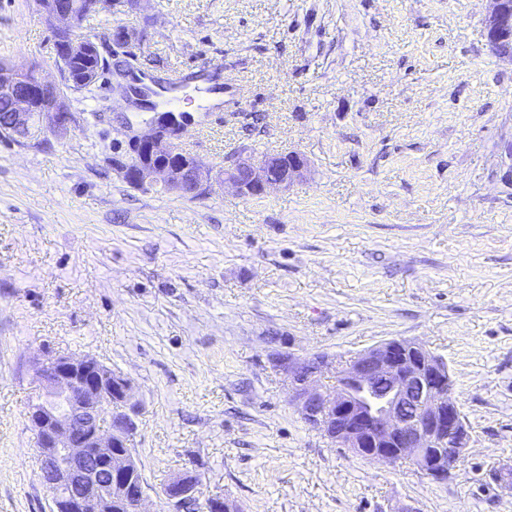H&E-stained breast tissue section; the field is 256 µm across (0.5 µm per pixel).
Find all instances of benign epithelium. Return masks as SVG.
Listing matches in <instances>:
<instances>
[{"label":"benign epithelium","instance_id":"benign-epithelium-1","mask_svg":"<svg viewBox=\"0 0 512 512\" xmlns=\"http://www.w3.org/2000/svg\"><path fill=\"white\" fill-rule=\"evenodd\" d=\"M506 0H489L484 18L487 42L499 58L512 63V51L500 47L497 35L512 22ZM39 12L53 31V62L61 63L79 43L61 39L82 25L80 14L66 0H36ZM143 34L126 26L115 27L103 38L92 39L98 53L112 60L118 51L128 67L133 57L128 46ZM62 79L43 74V65H0V102L8 111L0 123L15 136L31 140L35 133H65L74 124ZM40 128L32 132L33 120ZM185 121L177 112H157L148 132L128 140V157L118 163L122 178L140 188L176 192L197 198L215 183L232 187L241 197L286 188L302 177L307 160L298 152L241 158L216 177L181 143ZM288 376L300 411L309 424L336 427L332 439L372 460L385 461V449L412 461L429 478L448 480V460H459L468 446L466 428L455 400L447 395L448 368L425 346L390 340L354 358L336 393L322 391L314 376L321 363L302 362L288 354L275 359ZM45 392L32 405L27 418L36 434L42 458V480L52 492L53 512H112L119 498L135 512L144 503L143 486L126 480L135 468L127 448L137 429L139 404L133 401L130 382L91 357L58 353L40 369ZM200 481L186 474L172 481L164 496L169 512H182V504L197 497Z\"/></svg>","mask_w":512,"mask_h":512}]
</instances>
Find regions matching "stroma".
I'll return each instance as SVG.
<instances>
[{"label": "stroma", "mask_w": 512, "mask_h": 512, "mask_svg": "<svg viewBox=\"0 0 512 512\" xmlns=\"http://www.w3.org/2000/svg\"><path fill=\"white\" fill-rule=\"evenodd\" d=\"M487 0H142L122 23L153 79L185 80L182 141L213 173L303 153L288 188L188 199L118 174L148 113L98 82L40 145L0 138V512H51L26 412L65 352L129 379L145 512L191 472L192 512H512V64ZM34 0H0V55L44 61ZM224 93L202 103L195 80ZM400 339L448 366L469 431L445 482L307 424L281 353L324 362ZM489 1V9L484 18L487 42L491 50L496 53L499 58L512 64V51L503 50L500 47L497 35L502 28H506L507 24H511V14L508 16V10L512 8V0L506 3V0H487ZM507 4L508 10L506 9Z\"/></svg>", "instance_id": "stroma-1"}]
</instances>
